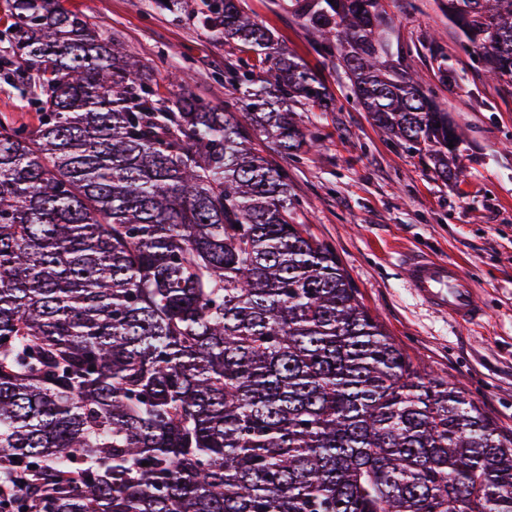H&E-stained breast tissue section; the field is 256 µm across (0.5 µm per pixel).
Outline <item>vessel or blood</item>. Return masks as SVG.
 Listing matches in <instances>:
<instances>
[{
    "instance_id": "vessel-or-blood-1",
    "label": "vessel or blood",
    "mask_w": 512,
    "mask_h": 512,
    "mask_svg": "<svg viewBox=\"0 0 512 512\" xmlns=\"http://www.w3.org/2000/svg\"><path fill=\"white\" fill-rule=\"evenodd\" d=\"M403 265L410 287L432 308L463 324H474L484 317L472 283L459 264L408 254Z\"/></svg>"
}]
</instances>
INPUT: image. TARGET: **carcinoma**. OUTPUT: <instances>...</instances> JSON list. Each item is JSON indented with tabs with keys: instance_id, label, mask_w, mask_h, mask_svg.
Instances as JSON below:
<instances>
[{
	"instance_id": "carcinoma-1",
	"label": "carcinoma",
	"mask_w": 512,
	"mask_h": 512,
	"mask_svg": "<svg viewBox=\"0 0 512 512\" xmlns=\"http://www.w3.org/2000/svg\"><path fill=\"white\" fill-rule=\"evenodd\" d=\"M512 86V0H439ZM357 104L443 180L463 131L390 59L380 0H289ZM0 76V512H512V439L414 364L333 249L290 215L296 105L319 76L237 0L206 30L261 59L231 112L145 64L62 0H7ZM149 465L144 466L142 462ZM0 111L13 112L19 122L27 124H36L35 111L22 108L17 98L16 92L10 87L0 82Z\"/></svg>"
}]
</instances>
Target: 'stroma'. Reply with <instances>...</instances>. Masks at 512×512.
I'll return each mask as SVG.
<instances>
[{"label": "stroma", "instance_id": "35a3bbf8", "mask_svg": "<svg viewBox=\"0 0 512 512\" xmlns=\"http://www.w3.org/2000/svg\"><path fill=\"white\" fill-rule=\"evenodd\" d=\"M240 2L320 77L334 100L331 112L296 108L314 148L291 157L256 142L288 174L295 222L335 250L393 343L433 375L453 379L512 436V87L485 76L437 0H381L402 67L466 130L464 174L445 181L424 154L391 139L351 101L337 57L304 29L288 0ZM64 4L149 66L161 97L169 95L167 74L178 72L196 95L235 107L238 89L219 76L242 57V48L206 31L189 13L160 12L148 0ZM442 57L455 75L446 83L437 70ZM407 252L461 264L487 310L483 321L458 325L419 299L401 264Z\"/></svg>", "mask_w": 512, "mask_h": 512}]
</instances>
